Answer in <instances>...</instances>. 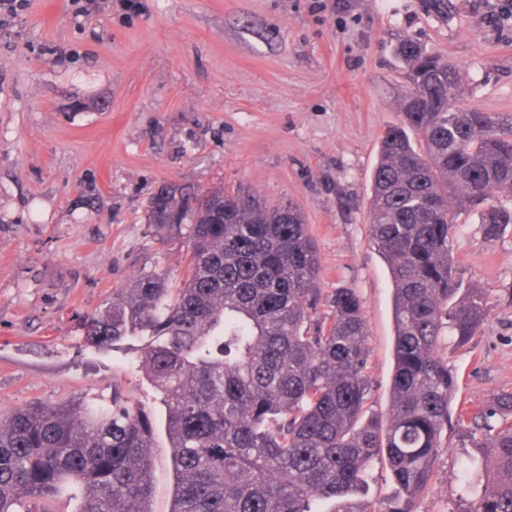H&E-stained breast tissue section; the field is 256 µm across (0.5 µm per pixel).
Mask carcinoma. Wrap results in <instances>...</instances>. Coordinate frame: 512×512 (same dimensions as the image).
I'll use <instances>...</instances> for the list:
<instances>
[{
	"instance_id": "1",
	"label": "carcinoma",
	"mask_w": 512,
	"mask_h": 512,
	"mask_svg": "<svg viewBox=\"0 0 512 512\" xmlns=\"http://www.w3.org/2000/svg\"><path fill=\"white\" fill-rule=\"evenodd\" d=\"M410 86L401 123L380 140L369 207L370 233L393 282L391 404L364 417L369 392L367 328L353 288L325 295L321 260L293 204L267 206L256 190L189 194L171 186L150 225L191 224L181 286L148 274L113 293L83 324L84 341L109 349L138 344V367L162 395L172 448L171 512H368L372 462L390 467L399 507L431 486L451 419L455 378L437 355L443 336L465 344L487 313L479 288H465L451 256L454 210H478L487 239L512 224V127L453 104L457 66L412 39L397 48ZM457 424L472 422L495 467L476 506L512 512V393ZM152 413L112 394L34 402L0 413V512H49L67 491L73 512H150Z\"/></svg>"
}]
</instances>
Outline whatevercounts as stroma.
I'll use <instances>...</instances> for the list:
<instances>
[{
  "instance_id": "stroma-1",
  "label": "stroma",
  "mask_w": 512,
  "mask_h": 512,
  "mask_svg": "<svg viewBox=\"0 0 512 512\" xmlns=\"http://www.w3.org/2000/svg\"><path fill=\"white\" fill-rule=\"evenodd\" d=\"M406 38L458 66L459 106L512 117V0H29L0 15V409L117 390L162 416L135 348L87 346L84 318L137 277L183 279L189 227L147 223L158 191L249 186L304 212L324 293L356 290L366 405L386 416L393 286L368 207L409 86L396 55ZM457 223L452 256L488 314L437 353L457 381L452 409H478L512 393V229L488 240L477 214ZM481 435L449 423L414 512L476 503L495 476L470 463ZM171 454L157 429L151 512H171ZM359 500L395 507L385 458Z\"/></svg>"
}]
</instances>
